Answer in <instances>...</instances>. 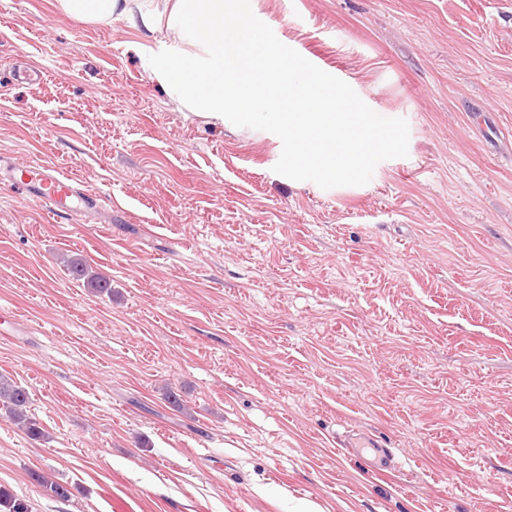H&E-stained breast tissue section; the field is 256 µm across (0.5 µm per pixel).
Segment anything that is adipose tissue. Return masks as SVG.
<instances>
[{
	"label": "adipose tissue",
	"mask_w": 512,
	"mask_h": 512,
	"mask_svg": "<svg viewBox=\"0 0 512 512\" xmlns=\"http://www.w3.org/2000/svg\"><path fill=\"white\" fill-rule=\"evenodd\" d=\"M82 22L124 20L141 32L142 67L182 110L224 127L280 140L288 179L326 191L363 188L400 155L404 134L355 87L290 61L266 39L250 0H58ZM166 32L167 41L157 38Z\"/></svg>",
	"instance_id": "obj_1"
}]
</instances>
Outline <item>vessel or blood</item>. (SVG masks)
Here are the masks:
<instances>
[{"mask_svg":"<svg viewBox=\"0 0 512 512\" xmlns=\"http://www.w3.org/2000/svg\"><path fill=\"white\" fill-rule=\"evenodd\" d=\"M8 175L24 199L45 205L56 216L82 214L100 203L99 197L79 195L71 178L44 163L12 169Z\"/></svg>","mask_w":512,"mask_h":512,"instance_id":"1","label":"vessel or blood"}]
</instances>
